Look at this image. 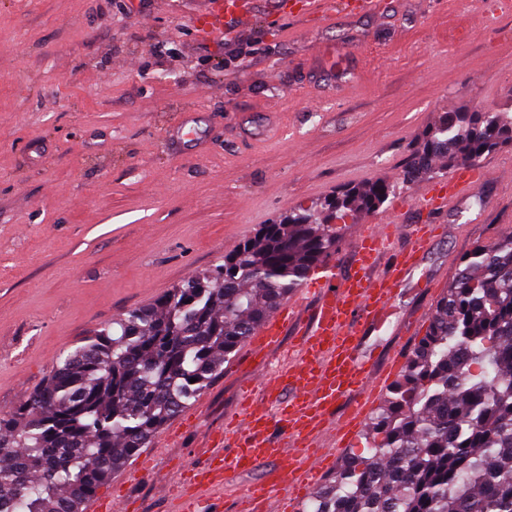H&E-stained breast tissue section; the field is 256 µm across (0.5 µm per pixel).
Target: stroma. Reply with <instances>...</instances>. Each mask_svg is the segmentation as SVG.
Instances as JSON below:
<instances>
[{
    "mask_svg": "<svg viewBox=\"0 0 512 512\" xmlns=\"http://www.w3.org/2000/svg\"><path fill=\"white\" fill-rule=\"evenodd\" d=\"M201 0H0V412L60 351L213 268L261 225L338 189L399 181L440 113L512 101V0H375L372 13L288 17L199 37ZM418 185L336 222L350 267L393 212L438 240L362 355L407 359L461 258L512 228V185L422 215ZM255 365L241 345L201 394L101 486L128 512H173Z\"/></svg>",
    "mask_w": 512,
    "mask_h": 512,
    "instance_id": "obj_1",
    "label": "stroma"
}]
</instances>
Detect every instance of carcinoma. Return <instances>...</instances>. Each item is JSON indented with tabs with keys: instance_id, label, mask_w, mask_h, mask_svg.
Instances as JSON below:
<instances>
[{
	"instance_id": "obj_1",
	"label": "carcinoma",
	"mask_w": 512,
	"mask_h": 512,
	"mask_svg": "<svg viewBox=\"0 0 512 512\" xmlns=\"http://www.w3.org/2000/svg\"><path fill=\"white\" fill-rule=\"evenodd\" d=\"M502 146L512 107L443 112L404 181ZM394 194L378 180L291 209L214 269L60 353L47 381L0 415V512H81L323 262L333 222ZM368 443L370 456L347 457L312 493L310 512H512L511 229L461 259Z\"/></svg>"
}]
</instances>
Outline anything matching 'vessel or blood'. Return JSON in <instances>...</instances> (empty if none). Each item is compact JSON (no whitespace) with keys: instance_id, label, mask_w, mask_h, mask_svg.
<instances>
[{"instance_id":"b4317fda","label":"vessel or blood","mask_w":512,"mask_h":512,"mask_svg":"<svg viewBox=\"0 0 512 512\" xmlns=\"http://www.w3.org/2000/svg\"><path fill=\"white\" fill-rule=\"evenodd\" d=\"M248 2L213 0L195 20L198 32L217 31L228 17L244 18ZM491 176L488 170L458 171L425 186L416 202L431 214L447 212ZM403 234L409 235L410 247L389 257L390 242ZM435 236L434 225L407 226L394 214L358 239L348 272L324 269L313 289L312 320L302 333L297 362L275 369L245 394L238 417L216 436L217 452L190 469V497L174 512H193L207 493L258 468L263 474L244 494L243 512H295L299 497L336 457L335 447H320V439L329 434L338 445L347 444L361 429L372 400L396 375V367L377 371L362 359L361 338L365 329L387 322L396 295ZM299 316L293 303L276 309L257 328L251 357L268 362ZM342 404L348 414L339 419L335 411Z\"/></svg>"}]
</instances>
